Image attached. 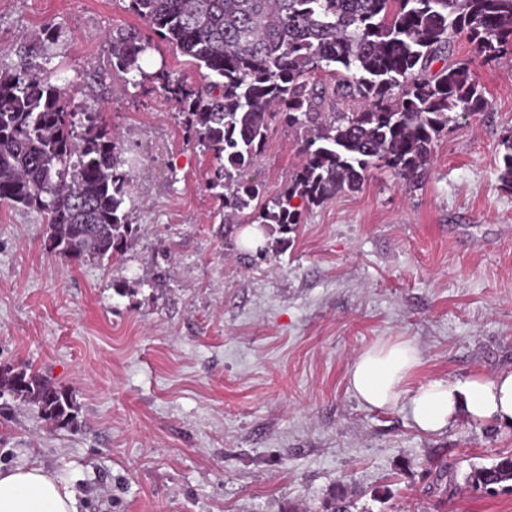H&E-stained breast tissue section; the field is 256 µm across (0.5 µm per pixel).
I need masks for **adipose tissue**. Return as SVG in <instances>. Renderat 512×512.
<instances>
[{"mask_svg":"<svg viewBox=\"0 0 512 512\" xmlns=\"http://www.w3.org/2000/svg\"><path fill=\"white\" fill-rule=\"evenodd\" d=\"M420 363L417 347L398 338L357 354L348 383L364 404L376 409L406 401L414 423L425 432L445 428L462 411L477 419L512 423V371L465 382L434 379L406 395V382ZM0 512H78V501L42 467L18 466L0 470Z\"/></svg>","mask_w":512,"mask_h":512,"instance_id":"1","label":"adipose tissue"}]
</instances>
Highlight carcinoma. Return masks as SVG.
Returning a JSON list of instances; mask_svg holds the SVG:
<instances>
[{"instance_id":"1","label":"carcinoma","mask_w":512,"mask_h":512,"mask_svg":"<svg viewBox=\"0 0 512 512\" xmlns=\"http://www.w3.org/2000/svg\"><path fill=\"white\" fill-rule=\"evenodd\" d=\"M129 9L208 71L200 83L147 72L156 45L136 28L109 43L112 71L134 85L157 80L187 113L196 142L219 160L210 184L223 189L225 212L239 214L261 195L252 171L270 122L303 131L288 190L251 213V223L275 224L284 235L301 223L294 199L318 205L356 192L372 169L418 185L439 137L485 109L471 60L432 71L455 36L465 35L486 63L512 55V0H129ZM60 37L48 23L24 61L0 64V204L42 213L46 246L74 265L120 261L134 235L125 209L134 169L125 167L121 135L37 62ZM320 73L333 80L331 91ZM331 99L358 109L323 111ZM500 146L498 180L512 190V134ZM0 399L36 408L57 429L77 427L72 393L26 368L0 367ZM465 484L512 491V454L471 466ZM323 512H350V503L333 492Z\"/></svg>"}]
</instances>
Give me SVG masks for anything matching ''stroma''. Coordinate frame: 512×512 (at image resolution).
I'll return each instance as SVG.
<instances>
[{
	"label": "stroma",
	"mask_w": 512,
	"mask_h": 512,
	"mask_svg": "<svg viewBox=\"0 0 512 512\" xmlns=\"http://www.w3.org/2000/svg\"><path fill=\"white\" fill-rule=\"evenodd\" d=\"M49 21L62 43L45 69L150 173L125 203L137 231L119 262L70 264L46 249L42 214L0 205V365L79 406L73 431L0 407V468L43 466L80 512H321L334 491L352 512H512V493L463 480L512 454V424L462 414L428 433L348 385L358 353L397 337L421 352L411 393L512 371V192L497 172L512 59H473L455 37L487 107L441 135L422 184L371 170L360 191L302 206L287 245L257 256L247 218L225 225L217 161L177 103L112 74L109 35L139 23L129 0H0V62L19 64ZM300 141L270 123L261 202L287 189ZM442 461L451 495L429 473Z\"/></svg>",
	"instance_id": "1"
}]
</instances>
